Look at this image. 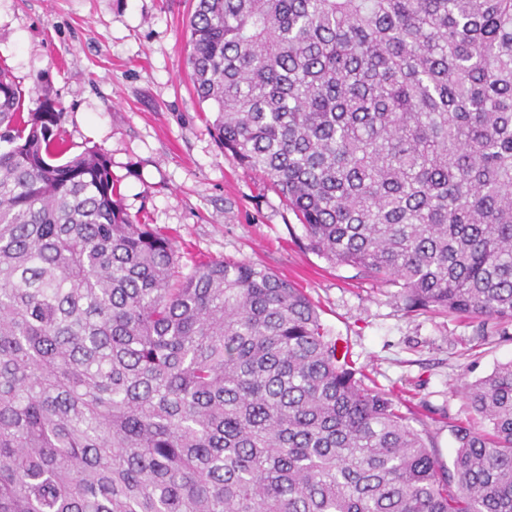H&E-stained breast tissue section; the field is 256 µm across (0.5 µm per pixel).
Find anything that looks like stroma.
Returning a JSON list of instances; mask_svg holds the SVG:
<instances>
[{
    "instance_id": "35a3bbf8",
    "label": "stroma",
    "mask_w": 512,
    "mask_h": 512,
    "mask_svg": "<svg viewBox=\"0 0 512 512\" xmlns=\"http://www.w3.org/2000/svg\"><path fill=\"white\" fill-rule=\"evenodd\" d=\"M193 10V0H0V67L61 110L73 152L111 160L123 206L172 237L180 271L245 260L303 288L369 386L398 393L451 465L449 424L472 415L461 386L512 361V323L407 312L395 287L310 250L281 196L218 145L185 63Z\"/></svg>"
}]
</instances>
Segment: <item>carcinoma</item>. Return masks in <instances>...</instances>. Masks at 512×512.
I'll use <instances>...</instances> for the list:
<instances>
[{"label": "carcinoma", "mask_w": 512, "mask_h": 512, "mask_svg": "<svg viewBox=\"0 0 512 512\" xmlns=\"http://www.w3.org/2000/svg\"><path fill=\"white\" fill-rule=\"evenodd\" d=\"M194 92L309 248L512 322V0H196ZM0 68V512H512V362L453 467L267 268L178 270Z\"/></svg>", "instance_id": "1"}]
</instances>
